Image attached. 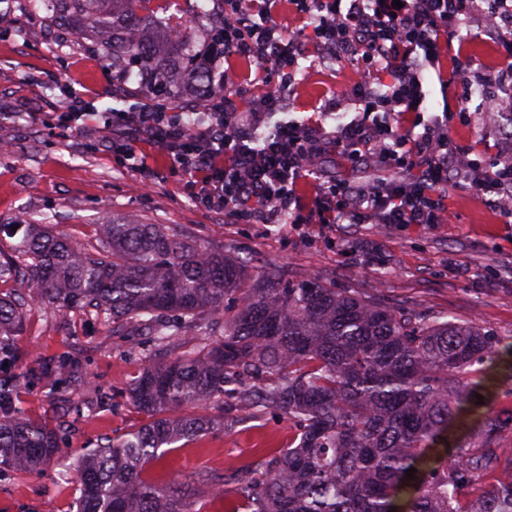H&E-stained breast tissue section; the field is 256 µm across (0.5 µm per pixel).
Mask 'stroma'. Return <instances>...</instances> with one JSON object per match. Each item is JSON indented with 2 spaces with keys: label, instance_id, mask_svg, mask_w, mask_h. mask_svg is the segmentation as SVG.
Wrapping results in <instances>:
<instances>
[{
  "label": "stroma",
  "instance_id": "35a3bbf8",
  "mask_svg": "<svg viewBox=\"0 0 512 512\" xmlns=\"http://www.w3.org/2000/svg\"><path fill=\"white\" fill-rule=\"evenodd\" d=\"M220 0H150L146 13L163 25L183 21L197 45L207 39ZM29 0H0V220L48 223L77 246L98 245L95 229L112 218L165 224L245 261L249 273L279 271L290 281L317 279L333 288L370 295L411 311L448 315L477 323L512 343V223H505L492 194L458 188L448 192L445 224L310 225L299 234L286 224H237L223 213L196 206L183 190L184 178L153 143L140 142L135 157L116 161L107 132L89 125L73 132L58 119L63 85L83 96L94 112L138 105L141 96L120 97L112 71L93 51L94 39L79 25L46 26ZM278 22L298 37L301 58L290 88L295 116L313 117L324 99L361 78L357 58H323L309 19L281 5ZM469 59V81L441 90L428 84V103L467 97L470 119L453 123L450 136L463 148L495 157L512 147V121L490 123L473 94L478 74L508 66L501 42L452 44L441 60L451 71L458 55ZM144 337L80 310L64 313L34 303L16 339L20 361L0 366L13 376L59 356L83 363L84 376L69 409L54 413L48 389L20 388L14 404L26 417L68 425L55 466L38 471H0V512H76L77 477L62 478L83 448L101 438L142 425L145 417L128 398L140 368ZM295 429L286 415L249 416L234 399L224 401V428L150 465L155 482L184 486L202 512H224L236 486L211 499L208 474L256 465L287 447Z\"/></svg>",
  "mask_w": 512,
  "mask_h": 512
}]
</instances>
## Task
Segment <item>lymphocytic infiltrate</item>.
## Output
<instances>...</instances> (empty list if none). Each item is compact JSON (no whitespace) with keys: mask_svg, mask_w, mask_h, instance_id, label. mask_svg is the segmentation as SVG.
<instances>
[{"mask_svg":"<svg viewBox=\"0 0 512 512\" xmlns=\"http://www.w3.org/2000/svg\"><path fill=\"white\" fill-rule=\"evenodd\" d=\"M276 0H224V19L212 27L204 49L210 73L224 92L208 98L204 111L185 112L145 103L112 112L115 154L133 156L138 142L156 144L186 178L184 190L200 207L221 210L239 224H445L449 188L463 186L505 200L512 218V152L493 159L470 157L448 134L454 118L469 110L463 101L423 113V82L438 69L453 39L483 40L485 25L469 22L478 0H291L313 18L321 53L330 60L360 57L359 82L330 99L318 119L287 117L291 72L300 43L278 23ZM259 63L265 92L242 110L246 90L237 72L220 68L226 57ZM389 73L386 90L371 76ZM348 121L326 127L333 112ZM370 170L362 181L339 180L320 164L333 153ZM311 181L315 206L300 192Z\"/></svg>","mask_w":512,"mask_h":512,"instance_id":"lymphocytic-infiltrate-1","label":"lymphocytic infiltrate"}]
</instances>
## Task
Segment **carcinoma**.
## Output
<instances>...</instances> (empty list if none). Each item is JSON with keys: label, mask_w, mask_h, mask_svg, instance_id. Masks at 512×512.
<instances>
[{"label": "carcinoma", "mask_w": 512, "mask_h": 512, "mask_svg": "<svg viewBox=\"0 0 512 512\" xmlns=\"http://www.w3.org/2000/svg\"><path fill=\"white\" fill-rule=\"evenodd\" d=\"M43 0L44 21L68 14L103 30L95 44L112 76L132 69L155 96L180 98L171 74L204 94L218 91L186 37L158 47L143 24L150 0ZM89 253L40 224H0V279L23 288L0 297V356L15 360L29 301L81 309L119 326H145L150 349L128 389L147 417L138 428L86 448L76 461L78 512H190L186 489L149 480L170 449L224 429L210 413L234 397L249 415L278 411L294 440L247 468L233 512H512V477L464 508L475 476L494 474L512 450L498 442L512 424L483 409L498 373L512 371V344L473 322L420 317L318 280L276 273L248 279L219 248L164 224H101ZM232 311L190 349L181 337L202 314ZM83 374L75 357L49 359L0 378V467L31 471L57 458L63 425L13 409L24 387L67 401ZM415 468L414 477L406 470Z\"/></svg>", "instance_id": "cac0c4a2"}]
</instances>
